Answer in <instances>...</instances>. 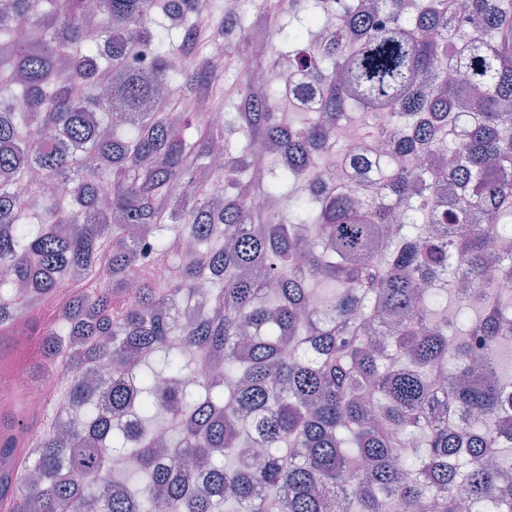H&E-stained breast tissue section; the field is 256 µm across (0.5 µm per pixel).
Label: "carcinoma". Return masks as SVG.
Instances as JSON below:
<instances>
[{"label":"carcinoma","mask_w":512,"mask_h":512,"mask_svg":"<svg viewBox=\"0 0 512 512\" xmlns=\"http://www.w3.org/2000/svg\"><path fill=\"white\" fill-rule=\"evenodd\" d=\"M89 21L86 0L0 4V333L56 304L31 335L60 373L38 442L0 405V512H512V295L457 288L512 278L491 259L512 239V0H261L248 22L224 0H99L104 47ZM262 31L285 50L258 65L315 82L316 119L242 77L211 123ZM353 108L382 114L367 144L417 161L359 201L317 162ZM230 126L247 145L215 168ZM465 337L486 360L451 378Z\"/></svg>","instance_id":"obj_1"}]
</instances>
